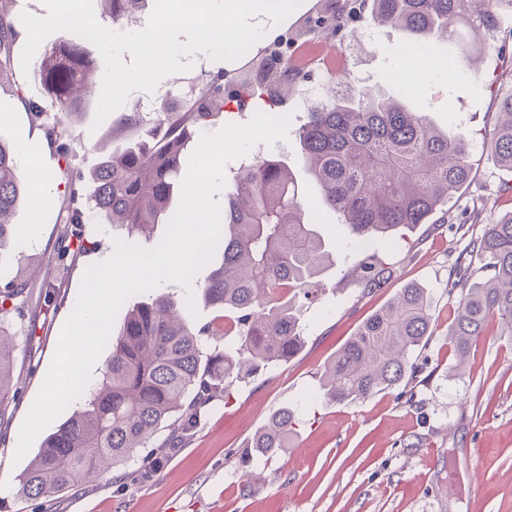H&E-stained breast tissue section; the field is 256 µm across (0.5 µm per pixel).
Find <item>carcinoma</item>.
Here are the masks:
<instances>
[{"mask_svg":"<svg viewBox=\"0 0 512 512\" xmlns=\"http://www.w3.org/2000/svg\"><path fill=\"white\" fill-rule=\"evenodd\" d=\"M11 2L0 0V54L16 37ZM94 2L104 21L122 28L146 0ZM505 12L512 13V0H372L370 16L416 43H456L471 71L474 52L463 33L491 34ZM37 61L39 86L54 96L64 117L84 111L101 92L103 59L87 50L80 35L66 32L54 46L38 49ZM298 78L290 72L263 88L243 83L227 94L214 82L189 117L201 129L228 99L262 101L271 111ZM297 136L325 208L356 240L379 236L391 242L427 223L470 175L472 144L465 135L442 132L401 100L368 89L313 101ZM493 138L500 165L512 170V90L498 98ZM189 139L185 130L170 128L154 145L108 155L89 177L69 179L67 223L93 220L129 235L170 223ZM233 181L212 270L200 289L210 305L236 314L240 344L226 350L216 329L190 326L169 294H154L133 307L118 333L109 336L112 354L101 377L85 386L76 410L23 470L21 494L58 499L123 465L165 428L168 435L155 456L143 460L141 477H149L159 470L156 455L176 451L234 381L298 350L301 315L288 294L314 287L333 265L318 219L305 211L302 186L279 160L256 156L237 169ZM26 199H33L31 185L14 148L0 142V251L18 249L12 217ZM471 219L482 230L471 235L448 279V295H459L449 336L460 366L490 320L512 336V214L485 223L477 209ZM388 274L382 260L348 271L366 288L381 287ZM28 293L27 280L7 282L0 289V313ZM430 311L426 289H401L326 365L324 398L335 404L364 400L416 378L411 356L430 335ZM13 370V347L0 335V404L10 395ZM293 424V409L277 410L244 455H279Z\"/></svg>","mask_w":512,"mask_h":512,"instance_id":"obj_1","label":"carcinoma"}]
</instances>
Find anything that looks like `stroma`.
Wrapping results in <instances>:
<instances>
[{"instance_id": "1", "label": "stroma", "mask_w": 512, "mask_h": 512, "mask_svg": "<svg viewBox=\"0 0 512 512\" xmlns=\"http://www.w3.org/2000/svg\"><path fill=\"white\" fill-rule=\"evenodd\" d=\"M15 29L13 77L0 84V140L13 147L23 137L37 142V161L50 173L52 187L39 203H21L13 216L16 228L34 225L30 245L0 251V286L21 276L32 288L22 311L0 313V331L13 336L16 345V392L0 412V484L6 486L0 512H512V336L501 335L497 321H490L461 370L448 340L456 305L448 296V278L464 246L458 226L476 208L487 220L512 212V172L494 164L490 148L498 93L512 87L511 16L503 17L488 67L477 79L452 75L440 84L434 71L440 64L457 65L456 46L440 53L420 47L412 61L420 79L412 91H404L390 77L388 51L406 40L367 17L316 43L314 51L332 64V75L310 66L307 56L294 59L308 85L337 81L347 73L357 86L402 99L434 127L467 133L472 178L448 204L453 224L435 218L409 232L400 246L370 238L361 247L338 233L333 216H325L320 231L334 264L313 296L295 298L303 347L235 383L229 397L211 406L153 477L134 479L142 464L137 456L101 480L71 490L50 508L19 492L24 469L14 460L19 432L74 310L85 270L113 249L110 227L87 223L77 230L66 223L63 175L89 173L102 154L146 139L154 127L176 124L191 107L193 91L218 71L237 69L239 62L197 54L189 72L167 76L169 95L155 98L154 112L141 124L128 119L135 111L132 95L102 123L94 121L93 103L79 117L62 120L51 99L39 93L35 71H23L27 32L20 23ZM32 100L39 103L40 115L30 112ZM53 125L58 136L51 143L45 130ZM253 151L287 161L305 188L307 210H321L319 190L300 159L295 136L270 146L256 144ZM71 235L83 242L84 251L58 260L60 240ZM369 254L382 257L392 270L384 287L363 288L344 276ZM409 283L432 296V334L416 359L417 380L365 400L325 402L320 377L327 363L367 316ZM49 284L58 291L47 304L41 293ZM158 290L182 302L193 327L221 324V311L205 301L197 285L187 290L167 283ZM283 406L297 414L285 452L273 459L255 456L242 465L240 451ZM251 468L263 471L264 482L248 485Z\"/></svg>"}]
</instances>
